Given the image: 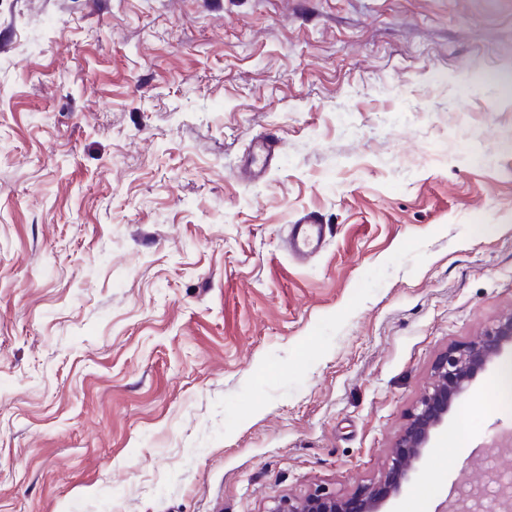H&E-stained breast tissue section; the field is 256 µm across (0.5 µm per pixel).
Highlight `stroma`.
<instances>
[{
	"instance_id": "stroma-1",
	"label": "stroma",
	"mask_w": 512,
	"mask_h": 512,
	"mask_svg": "<svg viewBox=\"0 0 512 512\" xmlns=\"http://www.w3.org/2000/svg\"><path fill=\"white\" fill-rule=\"evenodd\" d=\"M511 311L512 0H0V512L350 496ZM510 363L394 512L512 471ZM277 146V140L267 139L265 140L259 149L261 152L253 157L252 160L243 168L242 176L246 178L255 177L257 173H264L267 170V164L275 153ZM326 224H319L311 215L298 217L288 226L289 252L297 259H306L317 254L326 241Z\"/></svg>"
}]
</instances>
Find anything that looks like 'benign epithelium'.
<instances>
[{"instance_id": "1", "label": "benign epithelium", "mask_w": 512, "mask_h": 512, "mask_svg": "<svg viewBox=\"0 0 512 512\" xmlns=\"http://www.w3.org/2000/svg\"><path fill=\"white\" fill-rule=\"evenodd\" d=\"M511 343L512 312L498 317L477 339L451 347L439 358L433 380L397 436L378 481L359 485L349 498L317 487L303 496L279 499L268 512H387L388 503L400 496L404 483L424 461L452 402L461 398L474 375Z\"/></svg>"}]
</instances>
